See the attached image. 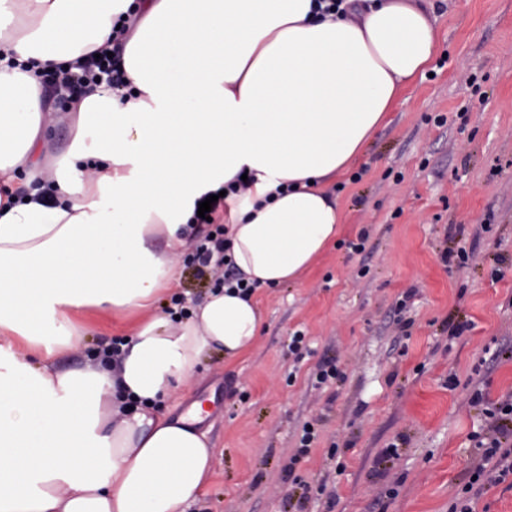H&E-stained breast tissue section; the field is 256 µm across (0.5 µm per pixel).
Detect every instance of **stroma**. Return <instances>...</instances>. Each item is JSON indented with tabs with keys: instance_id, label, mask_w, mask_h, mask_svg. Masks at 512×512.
<instances>
[{
	"instance_id": "1",
	"label": "stroma",
	"mask_w": 512,
	"mask_h": 512,
	"mask_svg": "<svg viewBox=\"0 0 512 512\" xmlns=\"http://www.w3.org/2000/svg\"><path fill=\"white\" fill-rule=\"evenodd\" d=\"M433 21L428 74L332 181L337 241L299 280L257 291L264 329L247 353L206 351L174 396L182 412L203 402L216 449L188 512H448L482 454L472 434L484 409L512 398V358L500 355L512 348V0H436ZM450 250L467 262L445 265ZM175 272L156 311L214 285ZM81 318L60 368L129 333L120 315ZM464 318L473 329L450 336ZM330 359L340 378L316 385ZM307 424L316 439L302 454Z\"/></svg>"
}]
</instances>
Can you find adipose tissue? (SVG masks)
Listing matches in <instances>:
<instances>
[{
	"label": "adipose tissue",
	"instance_id": "obj_1",
	"mask_svg": "<svg viewBox=\"0 0 512 512\" xmlns=\"http://www.w3.org/2000/svg\"><path fill=\"white\" fill-rule=\"evenodd\" d=\"M0 0V512H185L214 449L164 404L203 353H246L253 297L220 288L188 317L154 311L189 248L196 202L225 199L230 254L249 281L297 280L336 238L346 172L436 49L431 0ZM137 20L122 69L72 105L67 153L37 70L76 62ZM284 194H277V187ZM165 238L168 249L153 248ZM84 308L144 312L119 368L62 371ZM71 137L66 121L59 123L46 142L41 145V150L49 156L65 153L70 145Z\"/></svg>",
	"mask_w": 512,
	"mask_h": 512
}]
</instances>
